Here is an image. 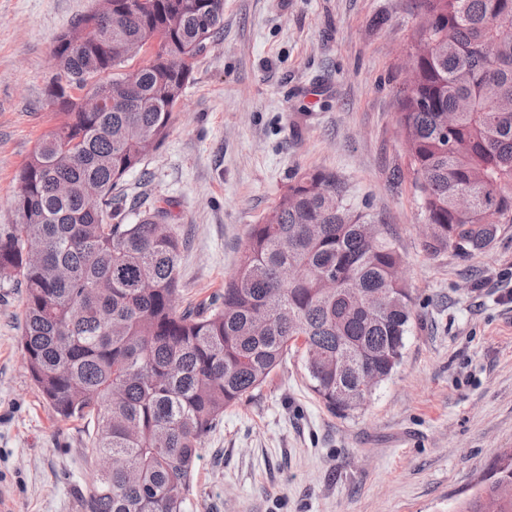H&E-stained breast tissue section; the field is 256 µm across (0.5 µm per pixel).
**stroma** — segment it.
Here are the masks:
<instances>
[{"instance_id":"35a3bbf8","label":"stroma","mask_w":512,"mask_h":512,"mask_svg":"<svg viewBox=\"0 0 512 512\" xmlns=\"http://www.w3.org/2000/svg\"><path fill=\"white\" fill-rule=\"evenodd\" d=\"M96 0H0V224L52 124L56 36ZM416 0H224L170 133L124 179L127 217L164 199L185 240L180 308L218 297L251 225L295 174L333 171L404 259L410 330L393 374L348 417L289 351L205 440L184 512H456L512 448V224L469 258L424 249L397 124ZM23 291L0 282V504L84 512L96 479L76 422L39 396L21 346Z\"/></svg>"}]
</instances>
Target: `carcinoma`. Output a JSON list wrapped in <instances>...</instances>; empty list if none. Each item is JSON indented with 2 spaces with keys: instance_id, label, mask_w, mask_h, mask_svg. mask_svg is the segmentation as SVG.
I'll use <instances>...</instances> for the list:
<instances>
[{
  "instance_id": "obj_1",
  "label": "carcinoma",
  "mask_w": 512,
  "mask_h": 512,
  "mask_svg": "<svg viewBox=\"0 0 512 512\" xmlns=\"http://www.w3.org/2000/svg\"><path fill=\"white\" fill-rule=\"evenodd\" d=\"M55 38L47 104L60 122L18 175L16 220L0 225V280L24 288L22 348L31 380L61 421L86 428L87 456H117L98 473L85 512H183L213 425L259 389L301 344L311 390L332 414L357 385L337 355L350 350L380 380L405 345L412 296L403 259L371 217L352 208L333 172L295 175L251 227L224 294L179 308L183 242L168 210L134 223L113 192L140 165L134 122L160 146L192 61L224 29V0H99ZM425 25L398 124L421 209L435 238L425 249L484 253L512 224V0H419ZM143 44L159 51L130 65ZM105 101L86 112L82 92ZM455 124H442L445 112ZM37 240L42 258L26 257ZM512 488V451L489 465L458 512H485L483 495Z\"/></svg>"
}]
</instances>
